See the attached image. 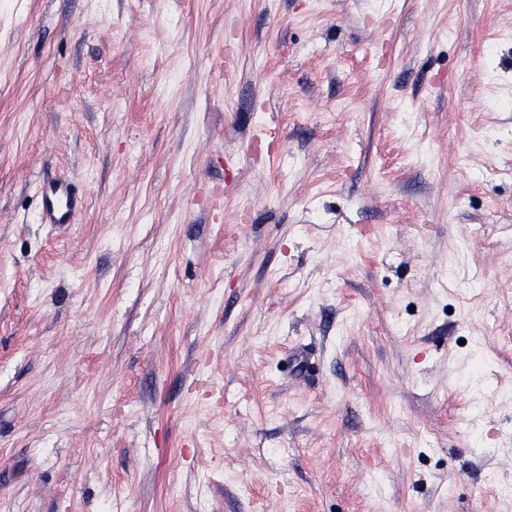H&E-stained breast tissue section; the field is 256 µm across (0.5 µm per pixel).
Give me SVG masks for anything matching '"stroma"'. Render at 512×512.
<instances>
[{
    "mask_svg": "<svg viewBox=\"0 0 512 512\" xmlns=\"http://www.w3.org/2000/svg\"><path fill=\"white\" fill-rule=\"evenodd\" d=\"M0 512H512V0H0ZM41 220L44 224H69L77 208V199L64 182H49L40 190Z\"/></svg>",
    "mask_w": 512,
    "mask_h": 512,
    "instance_id": "stroma-1",
    "label": "stroma"
}]
</instances>
